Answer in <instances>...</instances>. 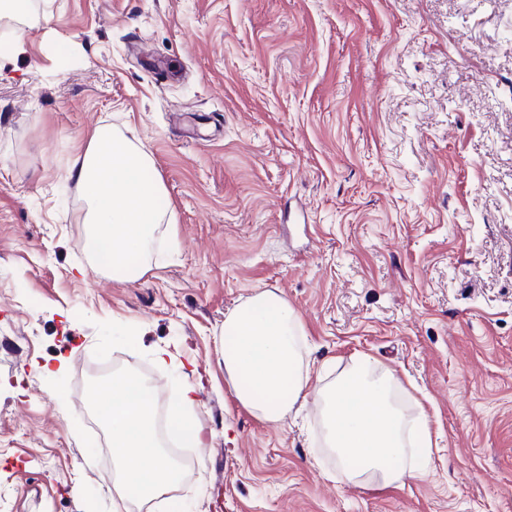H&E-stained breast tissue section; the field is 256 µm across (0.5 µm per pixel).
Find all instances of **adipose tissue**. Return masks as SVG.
<instances>
[{"instance_id": "1", "label": "adipose tissue", "mask_w": 512, "mask_h": 512, "mask_svg": "<svg viewBox=\"0 0 512 512\" xmlns=\"http://www.w3.org/2000/svg\"><path fill=\"white\" fill-rule=\"evenodd\" d=\"M153 160L136 138L100 126L91 133L73 175L85 201L90 247L107 246V271L127 279L129 260L149 255L164 220L156 201L165 193L149 176ZM296 311L276 290L260 289L224 318V371L236 397L257 419L277 424L310 394L311 365ZM402 383L379 370L366 354L351 357L331 385L319 388L326 447L335 453L343 477L356 484H402L429 461L426 425L416 436L395 401ZM154 389L134 374L113 375L97 399L112 431L114 490L135 491L143 503L171 489L179 470L162 451L154 415Z\"/></svg>"}]
</instances>
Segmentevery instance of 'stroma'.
I'll use <instances>...</instances> for the list:
<instances>
[{"mask_svg": "<svg viewBox=\"0 0 512 512\" xmlns=\"http://www.w3.org/2000/svg\"><path fill=\"white\" fill-rule=\"evenodd\" d=\"M97 126L166 187L133 280L85 247L70 169ZM259 288L321 383L358 353L400 376L426 476L347 483L316 401L277 425L238 403L224 317ZM117 369L167 404L193 385L208 438L152 512H512V0H29L0 23V512H113L89 432Z\"/></svg>", "mask_w": 512, "mask_h": 512, "instance_id": "obj_1", "label": "stroma"}]
</instances>
